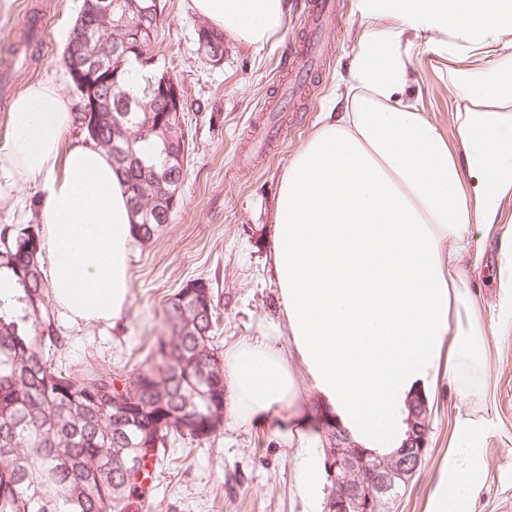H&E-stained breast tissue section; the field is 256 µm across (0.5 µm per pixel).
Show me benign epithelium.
Wrapping results in <instances>:
<instances>
[{
  "instance_id": "benign-epithelium-1",
  "label": "benign epithelium",
  "mask_w": 512,
  "mask_h": 512,
  "mask_svg": "<svg viewBox=\"0 0 512 512\" xmlns=\"http://www.w3.org/2000/svg\"><path fill=\"white\" fill-rule=\"evenodd\" d=\"M105 70L102 60L84 57L70 69L76 84L83 76ZM160 100L166 110H180V87L167 79L161 83ZM409 431L404 448L397 454L379 458L350 445L341 429L329 427L334 441L326 449L328 470L334 477L335 490L328 496V512H386L389 501L400 496L417 472L427 449L428 412L414 400L408 419Z\"/></svg>"
}]
</instances>
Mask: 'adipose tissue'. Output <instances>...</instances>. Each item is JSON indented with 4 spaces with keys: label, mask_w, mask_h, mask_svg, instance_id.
Masks as SVG:
<instances>
[{
    "label": "adipose tissue",
    "mask_w": 512,
    "mask_h": 512,
    "mask_svg": "<svg viewBox=\"0 0 512 512\" xmlns=\"http://www.w3.org/2000/svg\"><path fill=\"white\" fill-rule=\"evenodd\" d=\"M212 26L260 48L282 30L288 0H190ZM367 27L327 109L290 156L274 204L267 266L281 318L224 354L231 410L295 443V490L319 512L325 474L313 412L352 444L402 447L408 402L440 372L458 397L483 401L492 351L469 272L500 236L498 310L512 325V0H361ZM448 51L452 135L407 92L409 33ZM73 105L33 82L9 104L0 205L30 183L56 307L72 322L120 320L135 230L111 156L65 142ZM488 421L456 418L425 512H471L484 483Z\"/></svg>",
    "instance_id": "adipose-tissue-1"
}]
</instances>
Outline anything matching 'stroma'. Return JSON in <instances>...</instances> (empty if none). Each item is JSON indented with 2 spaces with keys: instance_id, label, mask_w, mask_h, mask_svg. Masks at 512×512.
<instances>
[{
  "instance_id": "1",
  "label": "stroma",
  "mask_w": 512,
  "mask_h": 512,
  "mask_svg": "<svg viewBox=\"0 0 512 512\" xmlns=\"http://www.w3.org/2000/svg\"><path fill=\"white\" fill-rule=\"evenodd\" d=\"M310 2L290 0L280 38L261 49L225 39L224 61L214 66L197 52L196 30L203 18L190 9L189 0H164L151 68L177 78L189 105L181 201L153 239L135 243L130 302L120 322L75 324L51 309L65 340L63 366L94 359L110 366L114 377H129L156 338L167 333V300L198 278L212 290L218 352L258 336L261 325L277 320L278 291L266 271V256L280 177L315 123L330 86L347 74L362 30L359 0H335L336 24L322 34L328 48L325 61L280 113L277 140L261 147L270 109L297 64L295 49L309 34ZM81 5L82 0H0V72L25 18L40 15L43 25L25 74L0 91V143L9 136L8 104L29 83L51 81L78 101L63 51ZM409 92L444 132H451L448 55L433 34L413 41ZM497 253V241H488L486 273L478 282L496 385L480 407L492 429L486 439V480L474 512H512V328L503 332L496 324ZM430 398L429 447L391 512H425L434 475L448 454L455 417L464 408L444 376ZM153 469L149 512H302L293 492L292 445L269 425L239 423L225 415L222 430L208 440L170 441Z\"/></svg>"
}]
</instances>
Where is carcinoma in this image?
I'll use <instances>...</instances> for the list:
<instances>
[{"label":"carcinoma","mask_w":512,"mask_h":512,"mask_svg":"<svg viewBox=\"0 0 512 512\" xmlns=\"http://www.w3.org/2000/svg\"><path fill=\"white\" fill-rule=\"evenodd\" d=\"M150 4L121 0L126 22L98 25L85 53L110 50L106 65L116 78L99 87L98 111L87 110L80 90L73 112L75 127L113 155L141 242L171 220L155 214L157 200L182 190L166 181V142L177 119L155 101L160 74L144 79L127 68L132 58L150 65L156 39L148 29L159 27L157 15L142 13ZM117 126L126 136L114 141ZM0 267L21 286L20 295L0 299V512H141L146 485L112 466L116 442L128 437L132 453L152 462L171 436L201 442L221 430L224 368L208 341L214 314L198 316L193 295L168 300L167 343L161 347L156 339L155 364L119 389L109 366L88 362L64 370L55 358L65 343L45 304L39 228H0Z\"/></svg>","instance_id":"obj_1"}]
</instances>
